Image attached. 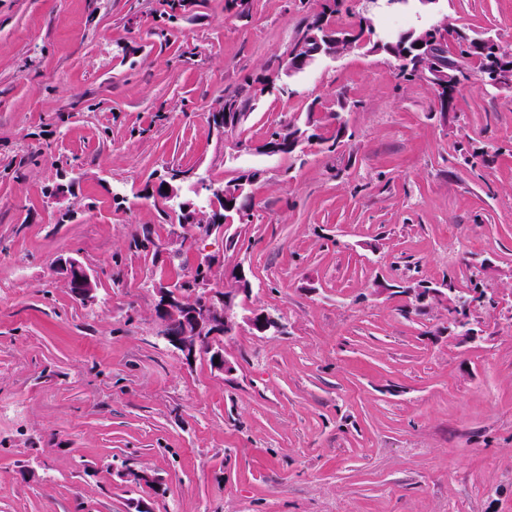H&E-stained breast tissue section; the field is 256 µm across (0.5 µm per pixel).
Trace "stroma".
Returning <instances> with one entry per match:
<instances>
[{
    "instance_id": "obj_1",
    "label": "stroma",
    "mask_w": 512,
    "mask_h": 512,
    "mask_svg": "<svg viewBox=\"0 0 512 512\" xmlns=\"http://www.w3.org/2000/svg\"><path fill=\"white\" fill-rule=\"evenodd\" d=\"M316 6L0 0V512H512V93L471 79L444 114L353 48L217 139L210 113ZM442 6L512 49V0ZM342 97L360 103L345 151L311 146L298 169L257 152ZM478 149L495 163L467 162ZM172 167L187 199L195 176L260 171L252 223L174 245ZM68 256L97 273L92 299L51 271ZM206 260L217 288L241 265L245 308L282 323L220 338L229 374L184 363L156 315ZM476 262L496 301L472 308L476 339L402 292L467 288Z\"/></svg>"
}]
</instances>
